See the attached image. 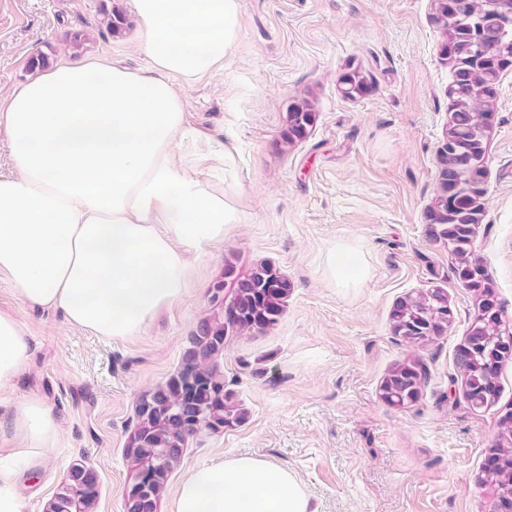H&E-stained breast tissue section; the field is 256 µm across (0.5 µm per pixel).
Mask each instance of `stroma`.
Masks as SVG:
<instances>
[{
    "label": "stroma",
    "mask_w": 512,
    "mask_h": 512,
    "mask_svg": "<svg viewBox=\"0 0 512 512\" xmlns=\"http://www.w3.org/2000/svg\"><path fill=\"white\" fill-rule=\"evenodd\" d=\"M115 6L126 19L117 36L103 23ZM433 13V0H244L226 69L175 87L189 128L202 140L232 143L230 179L245 221L195 259L189 295L140 336L112 341L70 326L61 311L26 305L0 274V314L20 322L28 341L23 371L0 390V452L16 445L11 413L25 397L41 399L60 423L48 465L22 482L25 512H45L77 463L99 475L96 512H125L124 448L137 401L178 369L228 260L241 272L271 262L293 290L272 328L224 345V384L246 421L191 438L170 485L193 466L250 453L294 471L316 512H495L496 491L479 476L498 441L500 408L512 402V364L500 376L498 405L472 407L455 353L474 297L425 219L453 80L438 54ZM77 32L85 39L76 48ZM135 35L127 0H0V102L33 76L30 62L41 55L78 63L100 54L147 70ZM351 63L374 78L355 100L338 88ZM301 99L317 121L286 149L287 109ZM493 105L472 252L512 328V71ZM338 243L369 270L358 287H336L327 276L326 257ZM435 287L453 312L446 331L422 344L396 336L397 300ZM416 360L429 372L418 400L383 402L379 386L389 370Z\"/></svg>",
    "instance_id": "35a3bbf8"
}]
</instances>
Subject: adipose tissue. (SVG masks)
<instances>
[{
  "mask_svg": "<svg viewBox=\"0 0 512 512\" xmlns=\"http://www.w3.org/2000/svg\"><path fill=\"white\" fill-rule=\"evenodd\" d=\"M135 47L149 71L104 56L59 60L17 86L0 108L13 174L0 175V272L32 307L62 310L94 335L141 334L189 292L191 255L223 244L243 216L232 187L202 162L231 166V145L196 136L175 79L224 69L235 47L243 0H131ZM28 343L0 316V388L21 373ZM12 427L22 440L0 459V512H24L19 484L48 463L59 424L37 397L18 402ZM171 512H315L289 470L249 455L191 469Z\"/></svg>",
  "mask_w": 512,
  "mask_h": 512,
  "instance_id": "adipose-tissue-1",
  "label": "adipose tissue"
}]
</instances>
